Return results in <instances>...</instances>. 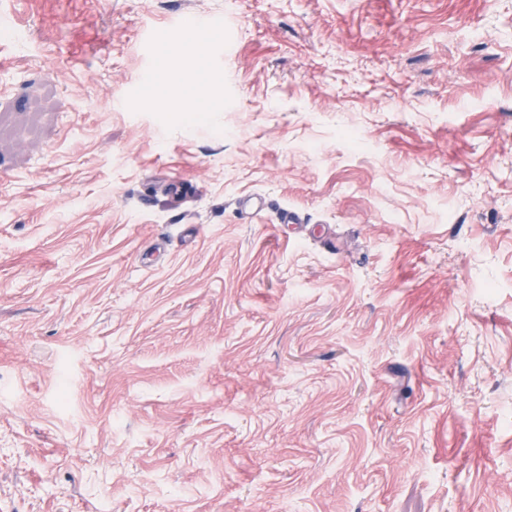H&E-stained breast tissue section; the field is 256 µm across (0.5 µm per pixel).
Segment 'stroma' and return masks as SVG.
Instances as JSON below:
<instances>
[{"mask_svg": "<svg viewBox=\"0 0 512 512\" xmlns=\"http://www.w3.org/2000/svg\"><path fill=\"white\" fill-rule=\"evenodd\" d=\"M1 13L0 512H512V0ZM175 28L180 35L186 30H193L197 33L217 29L224 30V18H184L175 24Z\"/></svg>", "mask_w": 512, "mask_h": 512, "instance_id": "35a3bbf8", "label": "stroma"}]
</instances>
